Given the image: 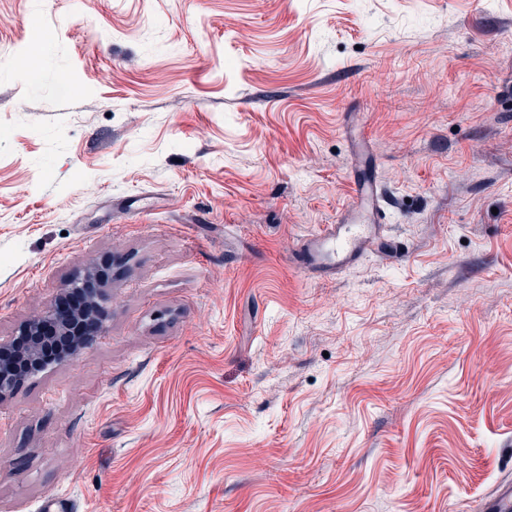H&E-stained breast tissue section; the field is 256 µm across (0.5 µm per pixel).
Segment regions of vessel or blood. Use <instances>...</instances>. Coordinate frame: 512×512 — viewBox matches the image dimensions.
Instances as JSON below:
<instances>
[{
  "label": "vessel or blood",
  "instance_id": "vessel-or-blood-1",
  "mask_svg": "<svg viewBox=\"0 0 512 512\" xmlns=\"http://www.w3.org/2000/svg\"><path fill=\"white\" fill-rule=\"evenodd\" d=\"M382 220L377 183L357 182L356 198L346 216L337 223L324 225L293 247V261L310 273L322 276L355 263L371 248H390V241L380 236Z\"/></svg>",
  "mask_w": 512,
  "mask_h": 512
}]
</instances>
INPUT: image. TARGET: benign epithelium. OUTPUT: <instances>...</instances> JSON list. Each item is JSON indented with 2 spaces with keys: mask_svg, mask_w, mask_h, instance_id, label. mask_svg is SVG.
Instances as JSON below:
<instances>
[{
  "mask_svg": "<svg viewBox=\"0 0 512 512\" xmlns=\"http://www.w3.org/2000/svg\"><path fill=\"white\" fill-rule=\"evenodd\" d=\"M109 287L101 269L97 265L87 268L82 278L68 284V289H82L88 292L84 305L74 310L69 316L61 318L56 316L53 306H47L41 315L27 323L22 331L34 337L28 347L14 355L10 360L0 357V400L9 395L17 385V372L22 367L35 364L41 353L39 339L36 338L38 330L42 329L58 341H65L72 346V355H77L84 343L77 333L83 324L94 318H103L106 312L107 297L105 288Z\"/></svg>",
  "mask_w": 512,
  "mask_h": 512,
  "instance_id": "7a95c632",
  "label": "benign epithelium"
}]
</instances>
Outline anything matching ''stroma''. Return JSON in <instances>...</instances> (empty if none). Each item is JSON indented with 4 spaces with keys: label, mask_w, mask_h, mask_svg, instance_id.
I'll use <instances>...</instances> for the list:
<instances>
[{
    "label": "stroma",
    "mask_w": 512,
    "mask_h": 512,
    "mask_svg": "<svg viewBox=\"0 0 512 512\" xmlns=\"http://www.w3.org/2000/svg\"><path fill=\"white\" fill-rule=\"evenodd\" d=\"M366 160L395 251L295 269ZM111 259L98 336L0 400V512H483L512 0H0V343Z\"/></svg>",
    "instance_id": "obj_1"
}]
</instances>
